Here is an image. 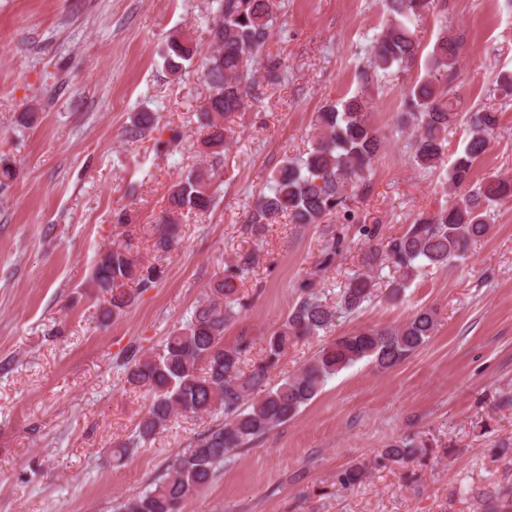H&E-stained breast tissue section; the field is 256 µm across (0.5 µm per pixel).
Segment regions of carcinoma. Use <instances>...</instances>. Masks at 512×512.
Wrapping results in <instances>:
<instances>
[{"label":"carcinoma","instance_id":"1","mask_svg":"<svg viewBox=\"0 0 512 512\" xmlns=\"http://www.w3.org/2000/svg\"><path fill=\"white\" fill-rule=\"evenodd\" d=\"M216 10L209 35L212 51L205 58L203 76L210 94L199 121L207 129L202 145L220 156L234 138L230 117L240 111L256 71L262 63L261 79L268 84L286 78V66L278 55L265 52L275 20V0H215ZM432 0H386L391 19L371 46L368 68L375 76H386L410 67L419 44L411 25L429 10ZM461 40L443 31L429 55L425 75L407 89L405 114L420 130L414 140L413 161L429 170L442 161L448 145V127L456 123L448 87V73L455 69ZM196 55L190 35L170 36L164 60L173 74H182ZM374 112L370 98L355 94L340 103L324 106L316 117L317 135L310 151L285 158L271 176L267 190L254 199L247 224L260 236L270 224L286 217L291 224H318L336 213L353 222L347 204L348 193L363 185L365 172L379 152L382 140L371 122ZM151 112L134 114L125 135L143 138L155 126ZM471 133L463 151L448 168V206L419 215L406 232L390 237L382 247L367 250L362 271L350 273L342 286L338 305L331 307L314 292L315 277L300 284L303 297L287 318L264 340L262 356L248 361L251 343L242 338L224 344V329L240 314L245 303L238 297L237 282L250 270V254L224 270L210 286L182 325L164 338L159 348L142 352L126 350L120 366L126 382L146 389L152 401L140 420L137 432L145 443L161 433L178 414L224 413V421L199 434L167 468L142 492L124 498L115 512H181L193 493L207 486L224 467V459L292 420L339 372L365 358L381 371L401 364L426 346L436 335L440 315L433 307L416 311L397 326L356 330L325 343L296 373L274 384L271 372L297 342L331 331L336 314H353L371 300L376 286L373 272L387 261L402 270L388 287L396 297L417 276L443 270L467 258L470 246L491 230V207L512 198V179L491 176L472 187L473 163L483 155L498 123L495 112H474ZM215 171L190 173L174 186L167 214L162 217L157 249L169 250L176 237L177 216L207 210L220 193ZM339 234L327 241L319 266H330L343 243ZM161 270L139 262L126 240H114L96 263L92 277L95 287L108 295L106 315L118 317L130 306L134 294L155 286ZM426 454V447L412 441L388 446L382 459L409 464ZM364 469L349 466L338 475L341 487L361 483Z\"/></svg>","mask_w":512,"mask_h":512}]
</instances>
